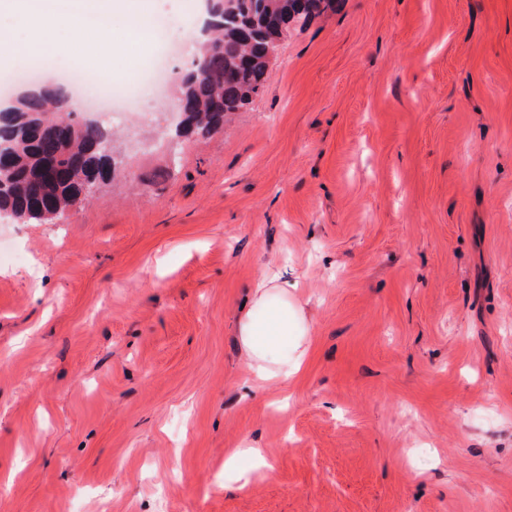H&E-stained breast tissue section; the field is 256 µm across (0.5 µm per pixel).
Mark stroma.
I'll use <instances>...</instances> for the list:
<instances>
[{
  "label": "stroma",
  "instance_id": "stroma-1",
  "mask_svg": "<svg viewBox=\"0 0 512 512\" xmlns=\"http://www.w3.org/2000/svg\"><path fill=\"white\" fill-rule=\"evenodd\" d=\"M198 3L148 8L176 42ZM278 269L312 334L258 385L237 321ZM243 443L272 465L244 486ZM1 486L0 512H512V0H338L177 166L0 222ZM240 458H249L253 461L251 470H241L237 472L236 467ZM266 467H270V465L262 449L253 448L248 444L241 446V448H233L224 458V475L236 474L237 480L243 481V485H246L250 481L254 472Z\"/></svg>",
  "mask_w": 512,
  "mask_h": 512
}]
</instances>
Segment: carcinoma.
<instances>
[{"label": "carcinoma", "mask_w": 512, "mask_h": 512, "mask_svg": "<svg viewBox=\"0 0 512 512\" xmlns=\"http://www.w3.org/2000/svg\"><path fill=\"white\" fill-rule=\"evenodd\" d=\"M210 34L195 55L205 77L181 79L193 134L206 138L212 126L246 108L265 87L267 56L277 49L288 27L332 10L336 0H214ZM257 20L266 26L258 38H241ZM74 103L61 87L27 94L0 122V210H11L26 222H44L45 212L64 214L82 202L80 174L100 162L103 144L112 138L106 125L80 123Z\"/></svg>", "instance_id": "obj_1"}]
</instances>
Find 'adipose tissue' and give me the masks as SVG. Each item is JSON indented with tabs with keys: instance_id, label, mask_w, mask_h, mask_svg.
Wrapping results in <instances>:
<instances>
[{
	"instance_id": "obj_1",
	"label": "adipose tissue",
	"mask_w": 512,
	"mask_h": 512,
	"mask_svg": "<svg viewBox=\"0 0 512 512\" xmlns=\"http://www.w3.org/2000/svg\"><path fill=\"white\" fill-rule=\"evenodd\" d=\"M14 15L29 30L28 49L46 47L58 49V25H66L78 40L93 37L99 45H112L121 49L122 40H114L115 32H122V39H137L142 27L138 22L139 11L135 0H70L50 19L32 15L26 0H0V14ZM95 13L108 17L107 24L92 27L87 19ZM289 282L274 272L258 276L250 290V303L264 309V320L242 315L237 334L243 353L248 359L257 380L286 382L302 369L303 353L289 349L288 340L294 336H307L310 326L304 325L295 305L289 300Z\"/></svg>"
}]
</instances>
